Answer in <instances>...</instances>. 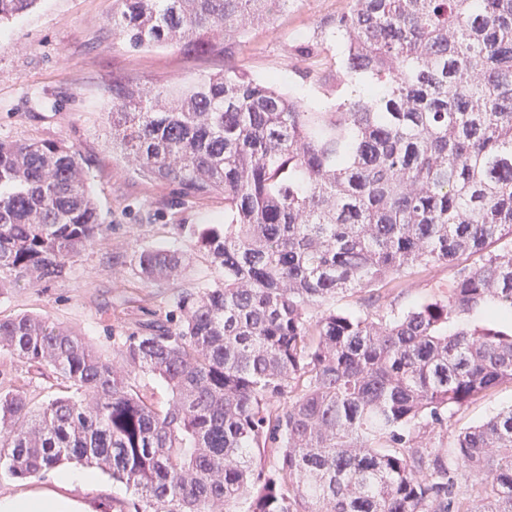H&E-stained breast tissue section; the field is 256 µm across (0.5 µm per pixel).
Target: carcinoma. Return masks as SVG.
I'll return each mask as SVG.
<instances>
[{"label":"carcinoma","mask_w":512,"mask_h":512,"mask_svg":"<svg viewBox=\"0 0 512 512\" xmlns=\"http://www.w3.org/2000/svg\"><path fill=\"white\" fill-rule=\"evenodd\" d=\"M36 2L0 0V23ZM115 2L131 48L226 61L162 90L106 88L135 173L224 194V223L191 228L223 278L178 292L177 319L142 324L117 362L45 317L0 319V349L67 388L35 408L0 387V475L81 462L132 493L115 512H512V407L460 432L451 458L443 436L512 384V329L459 324L488 303L512 316V0H349L302 47H343L318 112L234 64L288 0ZM109 230L75 148L0 140V294L65 277ZM438 263L457 267L441 299L325 307L353 289L373 306L378 284ZM134 265L153 283L187 267L165 247ZM140 372L170 390L165 408ZM135 385L138 389L150 397L159 407H165L170 399L169 390L158 378L150 375L139 373L135 378Z\"/></svg>","instance_id":"obj_1"}]
</instances>
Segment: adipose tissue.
I'll list each match as a JSON object with an SVG mask.
<instances>
[{"instance_id": "obj_1", "label": "adipose tissue", "mask_w": 512, "mask_h": 512, "mask_svg": "<svg viewBox=\"0 0 512 512\" xmlns=\"http://www.w3.org/2000/svg\"><path fill=\"white\" fill-rule=\"evenodd\" d=\"M98 480L91 471L63 472L57 477L58 491L0 497V512H92L89 504L66 496V489L89 487Z\"/></svg>"}]
</instances>
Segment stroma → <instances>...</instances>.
I'll return each mask as SVG.
<instances>
[{
    "label": "stroma",
    "instance_id": "stroma-1",
    "mask_svg": "<svg viewBox=\"0 0 512 512\" xmlns=\"http://www.w3.org/2000/svg\"><path fill=\"white\" fill-rule=\"evenodd\" d=\"M348 0H291L287 10L250 32L234 62L253 78L279 76L284 91L318 107L336 99L341 49L329 42L306 55L300 46ZM114 0H37L27 13L0 24V140L49 139L76 147L87 161V183L111 230L100 245L71 263L63 279L0 295V319L41 315L70 328L108 360L139 322L168 314L177 287L219 278L190 232L224 221V196L183 198L175 186L138 176L112 150L105 88L122 77L145 88L223 71L219 55L189 56L172 47L132 49L112 32ZM170 247L189 258L178 283H143L131 262L143 247ZM454 271L445 265L410 270L383 289L378 309L414 307L443 297ZM0 382L27 393L34 404L62 394L52 368L0 352ZM512 407L503 385L448 421L449 435Z\"/></svg>",
    "mask_w": 512,
    "mask_h": 512
}]
</instances>
